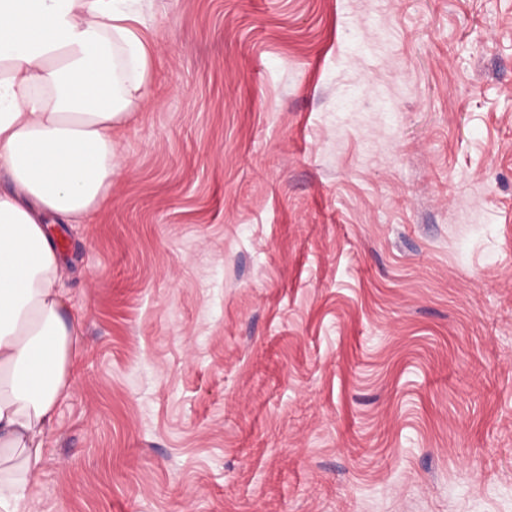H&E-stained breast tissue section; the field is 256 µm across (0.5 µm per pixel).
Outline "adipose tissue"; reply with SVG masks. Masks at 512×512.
I'll use <instances>...</instances> for the list:
<instances>
[{"mask_svg":"<svg viewBox=\"0 0 512 512\" xmlns=\"http://www.w3.org/2000/svg\"><path fill=\"white\" fill-rule=\"evenodd\" d=\"M128 0H0V512H19L79 334L53 221L78 224L123 163L112 128L150 93Z\"/></svg>","mask_w":512,"mask_h":512,"instance_id":"obj_1","label":"adipose tissue"}]
</instances>
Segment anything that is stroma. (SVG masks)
<instances>
[{"label": "stroma", "mask_w": 512, "mask_h": 512, "mask_svg": "<svg viewBox=\"0 0 512 512\" xmlns=\"http://www.w3.org/2000/svg\"><path fill=\"white\" fill-rule=\"evenodd\" d=\"M130 7L21 512H512V0Z\"/></svg>", "instance_id": "obj_1"}]
</instances>
